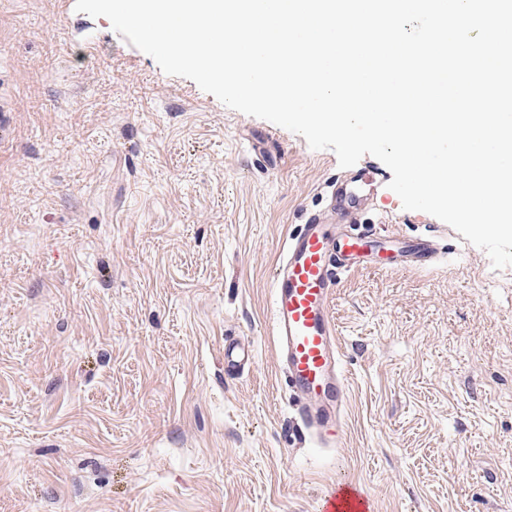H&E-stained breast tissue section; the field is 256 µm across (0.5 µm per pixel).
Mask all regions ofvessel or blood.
I'll return each instance as SVG.
<instances>
[{
  "instance_id": "1",
  "label": "vessel or blood",
  "mask_w": 512,
  "mask_h": 512,
  "mask_svg": "<svg viewBox=\"0 0 512 512\" xmlns=\"http://www.w3.org/2000/svg\"><path fill=\"white\" fill-rule=\"evenodd\" d=\"M438 251L426 236L395 232H356L335 217L307 213L289 236L275 265L272 334L279 345L289 384L299 404L295 418L303 436L324 448L340 447L345 427L348 379L330 300L348 274L373 267L386 272L436 267ZM253 349L238 342L224 345V369L235 373L252 365ZM317 512H370L365 490L354 484L330 488Z\"/></svg>"
}]
</instances>
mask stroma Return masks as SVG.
Listing matches in <instances>:
<instances>
[{
    "label": "stroma",
    "mask_w": 512,
    "mask_h": 512,
    "mask_svg": "<svg viewBox=\"0 0 512 512\" xmlns=\"http://www.w3.org/2000/svg\"><path fill=\"white\" fill-rule=\"evenodd\" d=\"M358 221L429 236L332 311L343 445L298 428L271 272L344 170L232 110L103 17L0 0V512H512V267L403 208L366 155ZM255 361L224 371V342ZM317 512H369L370 499L365 490L354 484L330 488L318 501Z\"/></svg>",
    "instance_id": "stroma-1"
}]
</instances>
